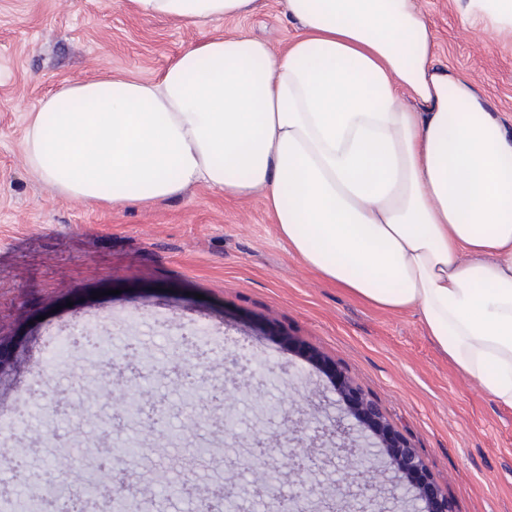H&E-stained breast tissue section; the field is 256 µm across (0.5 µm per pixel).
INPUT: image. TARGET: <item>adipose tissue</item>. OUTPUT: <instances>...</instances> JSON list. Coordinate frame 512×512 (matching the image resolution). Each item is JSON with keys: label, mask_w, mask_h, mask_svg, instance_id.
<instances>
[{"label": "adipose tissue", "mask_w": 512, "mask_h": 512, "mask_svg": "<svg viewBox=\"0 0 512 512\" xmlns=\"http://www.w3.org/2000/svg\"><path fill=\"white\" fill-rule=\"evenodd\" d=\"M205 27L256 0H130ZM512 34V0H457ZM282 52L208 36L153 79L61 86L28 114L31 169L56 193L122 206L194 185L263 191L310 267L410 310L459 370L512 408V137L435 60L415 0H285ZM411 103H404L402 93Z\"/></svg>", "instance_id": "adipose-tissue-1"}]
</instances>
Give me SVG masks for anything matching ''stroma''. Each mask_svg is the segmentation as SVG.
<instances>
[{"instance_id":"35a3bbf8","label":"stroma","mask_w":512,"mask_h":512,"mask_svg":"<svg viewBox=\"0 0 512 512\" xmlns=\"http://www.w3.org/2000/svg\"><path fill=\"white\" fill-rule=\"evenodd\" d=\"M435 32L436 63L470 79L512 134V41L500 38L455 0H415ZM239 33L286 49L296 33L283 0H259L254 13L201 31L133 13L127 0H0V418L20 400L79 403L94 396L100 422L58 416L59 434L83 427L96 446L128 430L98 392L113 395L138 376L145 410L159 408L181 442L145 433L141 496L147 479L192 478L185 494L154 492V512H193L201 497L229 485L248 489L266 467H282L278 447L250 467L227 465L238 444L267 426L268 407L307 394L327 411L344 408L335 370L375 400L386 422L416 450L454 512H512V408L499 405L458 370L410 311L380 309L350 295L293 254L263 194L242 199L198 185L179 196L117 207L61 197L31 173L23 148L27 112L62 85L104 73L147 80L203 34ZM94 336L110 349L95 367L82 346L51 351L66 332ZM239 356L288 364L286 376L242 374ZM192 376L198 397H183L171 374ZM234 382L226 406L211 388ZM212 420L196 429L193 414ZM232 412L236 438L222 417ZM31 423L17 432L21 455L0 459V493L28 487L49 494L70 482ZM219 446L201 457L197 434ZM345 474L332 459L281 478L282 498L301 487L332 485Z\"/></svg>"}]
</instances>
